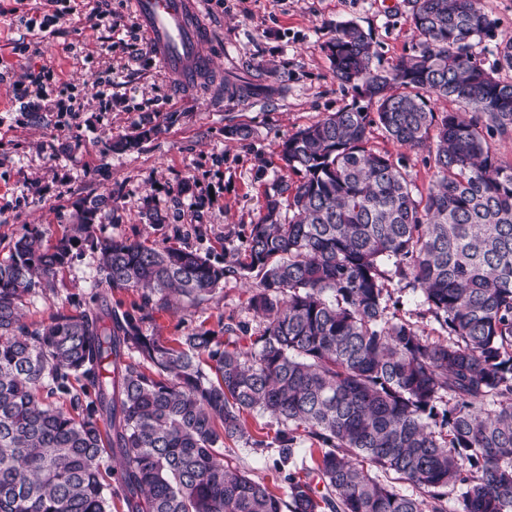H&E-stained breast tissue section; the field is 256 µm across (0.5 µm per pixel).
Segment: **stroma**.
<instances>
[{
  "mask_svg": "<svg viewBox=\"0 0 512 512\" xmlns=\"http://www.w3.org/2000/svg\"><path fill=\"white\" fill-rule=\"evenodd\" d=\"M481 3L498 28L476 53L485 68L497 69L496 43L512 38V0ZM39 5L0 0V258L25 233L37 230L52 242L68 234L97 199L95 238L190 247L216 266L237 265L247 258L251 226L267 195L281 183H297L281 159L283 142L352 101L334 78L326 49L337 23L353 21L371 32L386 68L415 42L409 0H208L215 70L187 90L153 61L127 0H108L120 31L93 26L89 5L74 0V14L44 38L24 27ZM44 69L51 72L48 90L67 87L75 112H48L16 100L14 83ZM230 75L279 91L231 101L224 93ZM106 79L112 89L104 99L99 91ZM147 115L155 130L146 135ZM231 124L247 126L249 138L227 139L224 128ZM134 135L140 138L136 148L115 149L116 141ZM370 144L403 159L419 190L430 185L426 152L402 147L377 129ZM151 214L160 215L162 225L149 224ZM72 254L70 265L25 304V325L93 307L100 254L84 241ZM258 284L255 277L226 278L214 300L156 310L147 328L168 339L195 326L220 334L231 318L258 331L261 321L248 307ZM388 288L396 314L438 338L437 324L421 316V296L394 281ZM277 457L276 448L253 450L238 442L224 453L230 465L280 495L286 483L274 467Z\"/></svg>",
  "mask_w": 512,
  "mask_h": 512,
  "instance_id": "obj_1",
  "label": "stroma"
}]
</instances>
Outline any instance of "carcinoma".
Here are the masks:
<instances>
[{
  "label": "carcinoma",
  "mask_w": 512,
  "mask_h": 512,
  "mask_svg": "<svg viewBox=\"0 0 512 512\" xmlns=\"http://www.w3.org/2000/svg\"><path fill=\"white\" fill-rule=\"evenodd\" d=\"M410 4L416 41L389 69L370 33L336 25L326 48L352 102L284 141L298 184L267 196L248 261L96 242L102 199L55 244L30 232L0 260V512H112L114 498L122 512H448L453 493V512H512V163L490 143L512 137V81L472 52L496 29L480 0ZM374 126L428 153L426 192L368 146ZM80 240L100 248L98 285L140 302L28 329L27 298ZM254 271L258 332L230 318L222 336L197 326L172 345L146 329L153 308L208 302L226 275ZM394 279L443 338L389 313ZM255 410L280 425L282 497L224 464L227 441L268 447L248 431ZM303 452L314 466L288 468Z\"/></svg>",
  "instance_id": "cac0c4a2"
}]
</instances>
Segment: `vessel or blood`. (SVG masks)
<instances>
[{
  "label": "vessel or blood",
  "mask_w": 512,
  "mask_h": 512,
  "mask_svg": "<svg viewBox=\"0 0 512 512\" xmlns=\"http://www.w3.org/2000/svg\"><path fill=\"white\" fill-rule=\"evenodd\" d=\"M160 67L182 88H193L213 70L212 38L204 0H128Z\"/></svg>",
  "instance_id": "vessel-or-blood-1"
}]
</instances>
